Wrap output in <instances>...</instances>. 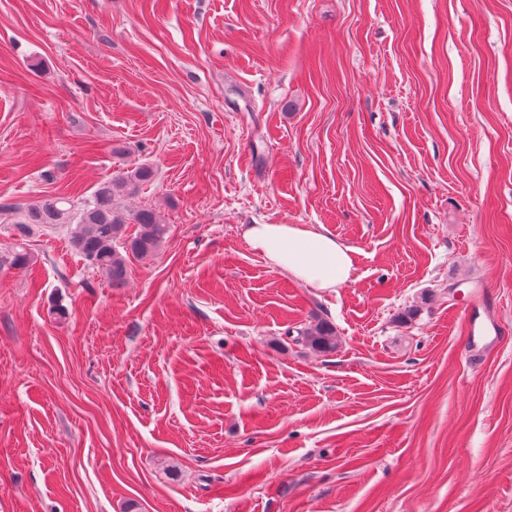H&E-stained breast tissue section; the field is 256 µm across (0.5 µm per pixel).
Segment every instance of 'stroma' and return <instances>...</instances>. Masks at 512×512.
<instances>
[{"label": "stroma", "instance_id": "stroma-1", "mask_svg": "<svg viewBox=\"0 0 512 512\" xmlns=\"http://www.w3.org/2000/svg\"><path fill=\"white\" fill-rule=\"evenodd\" d=\"M141 165L119 204L170 234L123 285L67 226L15 237ZM248 224L326 229L350 280L294 282ZM20 243L0 512H512V0H0ZM320 321L334 352L292 341Z\"/></svg>", "mask_w": 512, "mask_h": 512}]
</instances>
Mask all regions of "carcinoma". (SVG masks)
I'll list each match as a JSON object with an SVG mask.
<instances>
[{
    "label": "carcinoma",
    "mask_w": 512,
    "mask_h": 512,
    "mask_svg": "<svg viewBox=\"0 0 512 512\" xmlns=\"http://www.w3.org/2000/svg\"><path fill=\"white\" fill-rule=\"evenodd\" d=\"M152 178L151 168L141 166L100 183L83 201L65 196L44 198L26 208L15 228L19 236L25 237L33 224L71 225L72 250L91 267L105 272L113 284H121L126 280L128 260L154 257L168 235V225L161 223L152 209L145 207L129 213L116 203L117 196L137 193ZM130 224L136 226L131 234L127 233ZM30 261L24 248L9 255L0 254V270L21 269ZM297 341L320 353L336 349L335 332L323 321L299 330Z\"/></svg>",
    "instance_id": "carcinoma-1"
}]
</instances>
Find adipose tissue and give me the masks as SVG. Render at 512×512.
I'll return each mask as SVG.
<instances>
[{
	"label": "adipose tissue",
	"mask_w": 512,
	"mask_h": 512,
	"mask_svg": "<svg viewBox=\"0 0 512 512\" xmlns=\"http://www.w3.org/2000/svg\"><path fill=\"white\" fill-rule=\"evenodd\" d=\"M244 238L272 267L306 287L332 290L351 276L349 248L325 230L302 224H249Z\"/></svg>",
	"instance_id": "1"
}]
</instances>
